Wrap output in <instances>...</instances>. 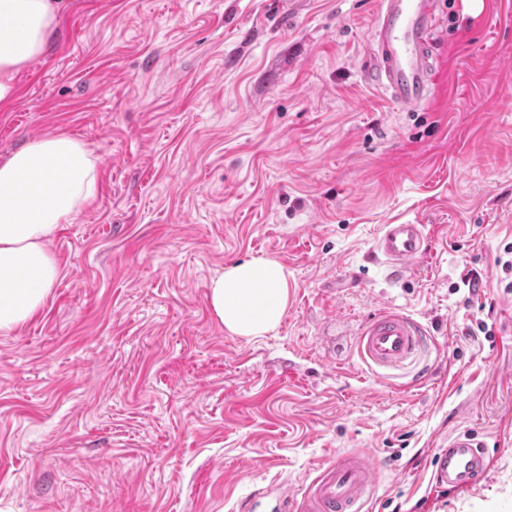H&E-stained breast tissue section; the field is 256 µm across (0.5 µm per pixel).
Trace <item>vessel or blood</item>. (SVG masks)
I'll return each mask as SVG.
<instances>
[{
	"label": "vessel or blood",
	"mask_w": 512,
	"mask_h": 512,
	"mask_svg": "<svg viewBox=\"0 0 512 512\" xmlns=\"http://www.w3.org/2000/svg\"><path fill=\"white\" fill-rule=\"evenodd\" d=\"M441 0H380L370 34L373 76L385 95L400 108L414 111L435 93L433 35ZM374 250L395 273L410 269L430 251L422 224H385ZM430 335L414 318L385 309L361 330L357 350L374 373L391 377L393 372L416 367L424 357ZM489 467V458L473 435H450L447 448L437 455L434 476L439 486L469 488ZM377 478L369 453H341L321 467L301 500L277 494V512H365L375 497Z\"/></svg>",
	"instance_id": "obj_1"
}]
</instances>
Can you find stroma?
<instances>
[{
	"mask_svg": "<svg viewBox=\"0 0 512 512\" xmlns=\"http://www.w3.org/2000/svg\"><path fill=\"white\" fill-rule=\"evenodd\" d=\"M378 0H60L0 110V160L66 134L99 191L49 243L61 277L0 333V512H271L370 450L371 512H512V0H443L437 88L406 112L370 79ZM430 252L391 284L382 224ZM290 274L276 332L210 310L225 266ZM395 308L431 376L382 378L356 339ZM485 437L470 490L449 434ZM483 448L468 431L448 436V448H441L437 455L436 484L453 490L477 484L489 467Z\"/></svg>",
	"mask_w": 512,
	"mask_h": 512,
	"instance_id": "35a3bbf8",
	"label": "stroma"
}]
</instances>
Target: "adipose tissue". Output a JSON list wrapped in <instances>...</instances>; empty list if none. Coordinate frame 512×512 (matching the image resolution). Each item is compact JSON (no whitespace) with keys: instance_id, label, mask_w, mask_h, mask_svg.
Segmentation results:
<instances>
[{"instance_id":"adipose-tissue-1","label":"adipose tissue","mask_w":512,"mask_h":512,"mask_svg":"<svg viewBox=\"0 0 512 512\" xmlns=\"http://www.w3.org/2000/svg\"><path fill=\"white\" fill-rule=\"evenodd\" d=\"M57 0H0V108L18 98L17 74L42 56ZM98 159L68 135L30 140L0 161V332L44 305L61 270L48 243L97 193ZM289 274L274 259L228 265L209 285L216 318L238 336L275 330L288 307Z\"/></svg>"}]
</instances>
